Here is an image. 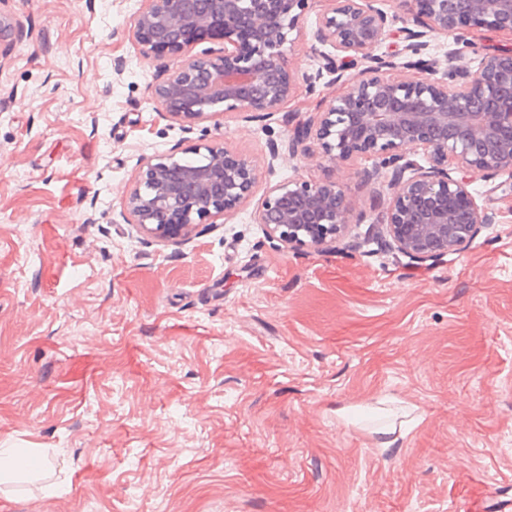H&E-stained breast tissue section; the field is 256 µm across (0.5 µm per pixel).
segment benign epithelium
I'll list each match as a JSON object with an SVG mask.
<instances>
[{"label":"benign epithelium","instance_id":"obj_1","mask_svg":"<svg viewBox=\"0 0 512 512\" xmlns=\"http://www.w3.org/2000/svg\"><path fill=\"white\" fill-rule=\"evenodd\" d=\"M314 2L143 0L131 38L143 57L169 60L149 88L157 110L188 132L222 112L271 116L300 88L316 92L326 73L342 80L345 91L294 130L288 154L305 156L314 144L328 168L374 159L363 177H388L384 249L415 263L463 253L496 223L471 189L474 178L512 171V54L484 56L474 71L456 59L470 29L512 32V0H399L403 13L391 16L370 0H328L311 33L315 68L300 74L286 65L285 46ZM394 34L402 49L379 52ZM440 36L454 45L442 70L431 58ZM206 39L224 41V50L192 53ZM191 152L199 159L159 154L140 163L120 211L124 223L174 240L211 217L232 218L254 196L253 160L215 143ZM363 219L333 179L277 182L253 212L268 239L322 251L336 250Z\"/></svg>","mask_w":512,"mask_h":512}]
</instances>
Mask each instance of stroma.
<instances>
[{
    "instance_id": "1",
    "label": "stroma",
    "mask_w": 512,
    "mask_h": 512,
    "mask_svg": "<svg viewBox=\"0 0 512 512\" xmlns=\"http://www.w3.org/2000/svg\"><path fill=\"white\" fill-rule=\"evenodd\" d=\"M140 6L0 0V512H512V199L476 180L499 222L465 253L387 252L371 160H269L344 83L183 132ZM467 39L471 68L512 51ZM199 143L255 160L260 194L336 178L367 219L329 253L267 239L253 200L167 243L121 222L140 162Z\"/></svg>"
}]
</instances>
